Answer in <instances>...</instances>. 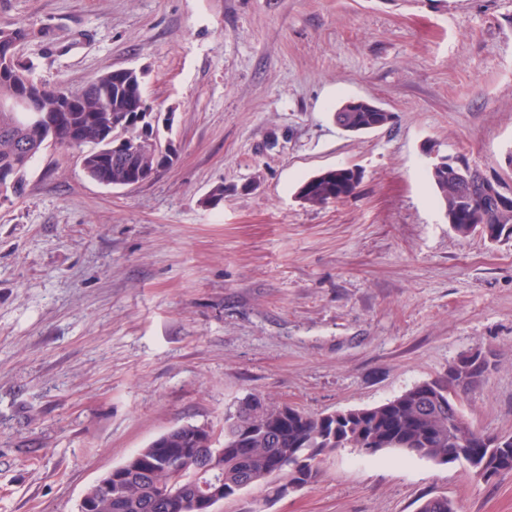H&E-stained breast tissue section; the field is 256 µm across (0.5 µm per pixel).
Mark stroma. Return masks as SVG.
I'll list each match as a JSON object with an SVG mask.
<instances>
[{
  "instance_id": "obj_1",
  "label": "stroma",
  "mask_w": 512,
  "mask_h": 512,
  "mask_svg": "<svg viewBox=\"0 0 512 512\" xmlns=\"http://www.w3.org/2000/svg\"><path fill=\"white\" fill-rule=\"evenodd\" d=\"M14 24L44 85L145 71L176 157L113 188L52 146L0 203V512H77L136 450L222 428L248 394L361 408L475 349L496 367L465 414L512 435V238L459 237L429 176L447 156L512 185V0H0ZM348 100L394 120L345 132ZM345 166L353 195L299 201ZM435 495L512 512V472L340 448L315 483L219 512H417ZM361 180L358 170L352 167L337 168L307 179L297 194L303 204L320 206L354 194Z\"/></svg>"
}]
</instances>
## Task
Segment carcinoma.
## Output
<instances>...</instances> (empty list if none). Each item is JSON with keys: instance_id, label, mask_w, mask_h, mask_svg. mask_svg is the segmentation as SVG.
<instances>
[{"instance_id": "1", "label": "carcinoma", "mask_w": 512, "mask_h": 512, "mask_svg": "<svg viewBox=\"0 0 512 512\" xmlns=\"http://www.w3.org/2000/svg\"><path fill=\"white\" fill-rule=\"evenodd\" d=\"M29 35L23 26L0 27V49L14 50ZM6 70L0 72V198L24 190L29 166L51 144L81 149L84 172L106 186L142 184L172 160L159 128L155 144L140 140L139 123L124 127L126 146L118 148L112 140L113 125L147 102L144 74L118 69L96 77L82 88L80 112L56 111L59 94L70 92V88H50L34 81L29 94L32 107L43 117L38 122L26 119L23 112L6 109L17 96L10 73L27 72L29 67L13 54ZM333 118L346 131L360 133L392 123L394 115L353 100L337 108ZM454 166L444 162L430 169L448 224L464 238L476 232L491 241L511 238L512 191L497 190L494 198L469 191ZM361 180V173L352 167L328 170L304 181L298 197L310 206L339 201L354 194ZM455 380L450 367L447 374L424 380L383 403L328 414H310L252 394L224 412V451L209 457V470L202 473L192 462L172 460L162 452V443L173 448L195 447L197 425L174 426L116 467L124 473L120 490L100 500L95 512H169L155 496L158 487L178 486L191 495L215 477L224 482L226 500L255 486L263 487L269 498H280L297 479L295 465L308 449L315 452L306 464L310 471L318 470V457L338 448L395 450L414 456L422 449L421 457L446 465L448 449L467 450L449 438L448 386ZM497 438L487 433L474 439L472 447L494 449L496 455L512 458V446L501 447ZM417 512H448V497H429Z\"/></svg>"}]
</instances>
